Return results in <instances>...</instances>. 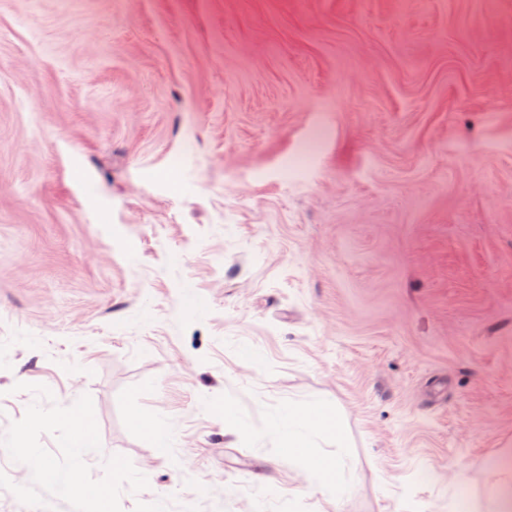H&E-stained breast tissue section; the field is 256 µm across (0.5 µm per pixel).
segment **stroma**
Segmentation results:
<instances>
[{"instance_id": "stroma-1", "label": "stroma", "mask_w": 512, "mask_h": 512, "mask_svg": "<svg viewBox=\"0 0 512 512\" xmlns=\"http://www.w3.org/2000/svg\"><path fill=\"white\" fill-rule=\"evenodd\" d=\"M19 382L91 396L122 512H448L460 471L493 512L512 0H0V436ZM289 406L340 437L288 456ZM309 470L317 480L324 496L337 499L350 489L344 478L340 459L335 455H326L310 460Z\"/></svg>"}]
</instances>
